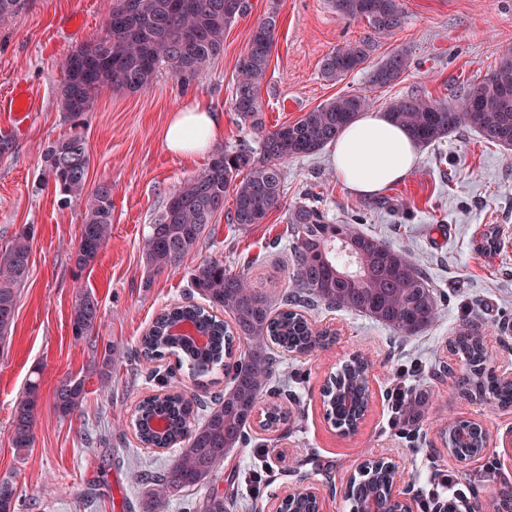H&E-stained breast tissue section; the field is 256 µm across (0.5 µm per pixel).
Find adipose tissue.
Listing matches in <instances>:
<instances>
[{
    "label": "adipose tissue",
    "instance_id": "adipose-tissue-1",
    "mask_svg": "<svg viewBox=\"0 0 512 512\" xmlns=\"http://www.w3.org/2000/svg\"><path fill=\"white\" fill-rule=\"evenodd\" d=\"M224 125L213 112L193 104L173 111L163 134L176 155L201 153L220 141ZM419 144L386 114L366 112L347 126L333 144V166L346 188L360 195L383 192L415 168Z\"/></svg>",
    "mask_w": 512,
    "mask_h": 512
}]
</instances>
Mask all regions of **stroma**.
I'll use <instances>...</instances> for the list:
<instances>
[{
	"mask_svg": "<svg viewBox=\"0 0 512 512\" xmlns=\"http://www.w3.org/2000/svg\"><path fill=\"white\" fill-rule=\"evenodd\" d=\"M250 12L226 30L224 52L206 75L182 84L169 73L132 93L105 89L90 112L70 118L57 103L61 63L73 50L100 35L111 0H29L9 25L0 27V96L14 86L29 88L35 100L23 127L0 112V250L23 225L35 227L31 270L20 288L9 343L0 348V477L16 480L19 512H147L142 470L163 467L169 453L141 448L130 428L141 398L158 391L149 368L172 369L186 392L209 395L224 388L223 373L193 382L188 365L174 356L145 364L131 352L155 316L168 305L189 301L190 278L209 259L239 269L251 261L252 280L267 293L289 285L284 247L291 208L313 202L336 223H349L405 252L428 276L440 297L438 318L423 333L397 337L370 319L347 310H310L313 322L336 333L329 347L311 354L281 353L280 373L289 395L280 404L287 422L271 432L251 423L250 443L233 449L214 475V484L238 498L227 512H264L269 498L296 487H325V512H353L343 489L351 471L375 453L394 451L407 474L423 476L451 469L480 485V500L499 483L512 481L501 464L499 445L512 432V407L462 394L442 365L459 366L450 343L461 327L478 325L487 336L496 367L512 369V151L483 140L470 127L420 149L408 177L383 193L349 191L332 162L331 148L286 164L279 205L265 223L240 227L218 218L175 270L149 273L143 243L149 226L181 182L206 167L212 152L252 143L247 125L232 107L236 61L270 0H250ZM372 38L370 66L396 52L411 65L390 85L378 87L368 69L341 81L322 77L321 62L347 41ZM512 47V0H404V18L392 33L373 36L366 21L340 18L330 0H280L265 83L262 119L273 129L349 92L366 94L373 110L385 111L396 98L422 95L452 98L463 86L491 71ZM193 101L221 114L224 137L211 153L180 157L162 136L170 112ZM81 131L90 154L89 184L112 186V236L95 264L75 266L83 208L66 203L42 183V156L49 143ZM496 228V253L480 249L488 228ZM99 302L93 340L71 334L70 315L79 292ZM117 360L108 378L98 363L105 344ZM371 361L372 401L356 433L344 434L325 416L321 388L351 354ZM418 368L408 382L425 396L428 411L412 429L390 428L387 389L400 366ZM40 370L42 400L33 448L12 444L13 406L33 370ZM80 375L86 395L80 409L63 417L54 409L60 379ZM480 419L489 433L482 459L449 463L440 433L448 423ZM263 469L266 482L253 492L249 471Z\"/></svg>",
	"mask_w": 512,
	"mask_h": 512,
	"instance_id": "1",
	"label": "stroma"
}]
</instances>
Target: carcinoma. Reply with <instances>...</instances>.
<instances>
[{
    "label": "carcinoma",
    "instance_id": "obj_1",
    "mask_svg": "<svg viewBox=\"0 0 512 512\" xmlns=\"http://www.w3.org/2000/svg\"><path fill=\"white\" fill-rule=\"evenodd\" d=\"M28 0H0V26H6ZM343 19H363L378 34L397 28L404 16L403 0H332ZM250 9L249 0H112L103 32L72 52L63 64L59 107L70 117L89 111L104 88L130 92L151 86L166 68L188 84L199 79L208 64L224 50V32ZM279 2H274L254 27L237 63L238 83L233 108L258 139V149L243 146L216 153L197 175L169 196L145 237L147 266L156 272L176 268L199 242L209 225L226 215L230 224H262L277 207L283 192V165L314 155L336 140L340 131L369 107L362 93H345L273 130L262 121L259 97L265 82ZM370 44L346 42L328 53L321 72L337 81L364 68ZM409 67L403 52L390 55L370 73V82L386 86ZM387 115L407 129L421 145L436 143L463 126L473 127L488 143L512 150V49L481 80L473 81L448 101L408 96L391 101ZM43 180L52 182L65 202L84 205V220L75 251L80 270L93 265L112 234V186L88 187L90 156L86 139L76 130L47 147ZM233 208L224 211L226 197ZM290 286L274 298L255 286L245 271L233 272L220 260L201 264L190 280L192 293L203 303L175 304L164 310L140 340L144 360L175 354L190 363L193 375L224 370V392L208 398L188 397L175 389L145 397L136 409L132 427L145 447H176L163 469L142 472L149 487L150 512H160L171 494L211 484L224 464L226 449L247 442V426L256 405L275 390L272 380L280 360L272 346L285 352L310 353L322 347L328 332L313 328L297 310L326 305L364 314L402 337L414 336L436 319V294L419 267L404 253L352 224H332L319 207L300 203L288 217ZM32 224L23 225L10 245L0 251V344L11 339L19 288L31 268ZM223 312L226 322L216 315ZM99 307L90 291L80 292L71 313V332L77 339L94 336ZM189 322L205 338H177L170 329ZM468 371L458 388L512 405V386L501 385L486 368L488 355L463 327L452 341ZM369 365L361 358L346 363L336 375L329 403L331 417L347 425L365 401ZM40 373L32 371L12 413L13 446L30 448L40 402ZM85 378L68 375L54 390V406L63 417L75 413L85 398ZM426 412V399L414 396L405 407L406 421L416 424ZM162 419L165 428H154ZM378 477L353 485L348 497L361 507L378 487ZM18 486L0 478V512H17ZM194 512H226L224 493L211 488Z\"/></svg>",
    "mask_w": 512,
    "mask_h": 512
}]
</instances>
